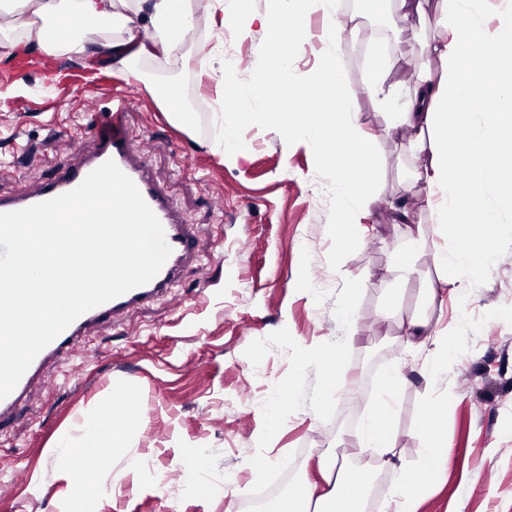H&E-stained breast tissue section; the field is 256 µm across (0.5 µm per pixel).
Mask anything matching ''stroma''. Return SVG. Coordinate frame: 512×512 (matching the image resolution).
<instances>
[{
  "label": "stroma",
  "instance_id": "stroma-1",
  "mask_svg": "<svg viewBox=\"0 0 512 512\" xmlns=\"http://www.w3.org/2000/svg\"><path fill=\"white\" fill-rule=\"evenodd\" d=\"M452 7V0H431L430 24L398 20L406 46L403 75L428 63L433 21ZM210 33L209 15L197 12L180 64L158 71L162 85L192 91L199 110L191 125L175 124L143 91L129 98L126 114L130 135L149 143L151 177L183 222L195 225L203 262L182 269L171 297L130 320L93 329L88 343L98 351L94 363L67 389L34 391L0 425V471L19 468L31 477L29 485L0 497V512H73L76 492L67 479L41 483L37 477L57 440L121 388L139 399L141 429L119 437L112 463L98 472L105 490L99 512H255L254 498L266 481L292 470L312 474L313 454L352 447L345 433L347 401L369 409L374 390L394 367L409 378L395 420L397 451L410 467L425 446L430 405L420 375L424 358L404 348L387 310L396 300L407 312L424 306L421 290L437 277L434 250L454 247L455 238L433 224L427 187L404 180L415 160L406 150L409 135L392 129L391 117L368 93L372 75L363 42H342L341 56L363 122L380 133L374 148L385 166L376 175L378 201L345 239L336 233L332 173L280 127L254 121L237 132L244 150L213 153L219 61L246 55L236 79L250 86L263 63L264 35L241 40L237 23L228 22L218 59L197 50ZM88 65L55 59V67L80 79L57 83L48 97L34 92L48 68L38 64L14 75L13 84L30 92L0 110L1 196L20 194L74 160L101 119L99 111H86V102L109 106L111 91L124 89L125 78L116 75L82 81ZM399 199L426 238L404 284L395 248L405 226L392 221ZM493 248L492 265L478 272L467 299L443 296L440 328L454 351L445 430L452 460L446 475H428L415 491L417 512H512V231L500 230ZM310 283L323 288L321 298L306 292ZM346 296L357 308L356 336L336 363L350 394L314 417L310 408L322 395L324 373L313 353L335 334L337 305ZM270 398L283 400L286 411L271 431L262 413ZM200 448L211 487L195 493L191 465ZM159 472L168 480L157 489Z\"/></svg>",
  "mask_w": 512,
  "mask_h": 512
}]
</instances>
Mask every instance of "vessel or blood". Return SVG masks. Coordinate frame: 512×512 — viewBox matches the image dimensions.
<instances>
[{
  "label": "vessel or blood",
  "instance_id": "vessel-or-blood-1",
  "mask_svg": "<svg viewBox=\"0 0 512 512\" xmlns=\"http://www.w3.org/2000/svg\"><path fill=\"white\" fill-rule=\"evenodd\" d=\"M146 142L134 141L126 131L123 97L116 96L100 127L89 138L86 151L66 169L41 179L32 192L14 198L0 197V212L20 210L73 190L107 160H114L135 183L142 197L160 220L171 253L159 273L147 284L95 307L69 325L33 360L14 390L0 400V421L8 418L38 387L58 386V377L48 372L59 361L87 365L94 359L85 337L90 329L112 322L150 304L165 292L180 269L197 258L194 225L182 223L166 193L146 175L142 159Z\"/></svg>",
  "mask_w": 512,
  "mask_h": 512
}]
</instances>
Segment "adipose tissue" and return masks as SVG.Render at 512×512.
Here are the masks:
<instances>
[{"label":"adipose tissue","mask_w":512,"mask_h":512,"mask_svg":"<svg viewBox=\"0 0 512 512\" xmlns=\"http://www.w3.org/2000/svg\"><path fill=\"white\" fill-rule=\"evenodd\" d=\"M215 42L210 53L224 55V13L241 20V36L252 29L265 34L263 52L268 69L257 71L249 88L230 80L233 62H227L221 123L228 132L252 122L256 104L272 98L287 102L284 112L261 114L282 126L286 135L300 139L319 163L335 174L332 190L340 205L336 232L348 236L354 224L366 218L377 192L376 172L382 158L373 149L375 136L367 131L355 108L338 52L339 40L355 37L353 19L339 15L337 0H273L264 12L254 11L252 0H208ZM193 0H0V52L34 46L47 58L69 55L107 59V74L133 78L140 89L157 96L180 123L191 121L176 88L158 90L154 64L169 63L183 55L185 35L195 24ZM320 15L319 64L305 76L296 74L298 46L307 38V21ZM66 22L65 33L49 30ZM439 38L430 52L440 76L420 70L412 82L396 79L394 70L403 58V44L394 41L392 56L374 67L375 82L369 93L398 114L399 126L414 138L416 151L430 160L417 167L413 178L430 190L436 223L452 225L460 244L434 254L437 268L453 271L454 280H440L430 288V298L451 287L468 293L479 265L494 258L493 231L512 220V0H459L448 16L438 20ZM491 101L492 111L470 107L473 93ZM318 109L306 111L305 102ZM356 309L344 300L338 323L344 332L329 341L316 361L326 384L325 398H335L336 356L348 347ZM398 326L408 345L427 349L423 378L434 388L448 375L449 351L439 339L433 313L402 316ZM408 381L400 370H390L378 386L373 403L351 435L360 450H372L385 465H392L396 434L390 428L397 412V394ZM432 428L416 469H402L380 512H416L409 500L420 487L423 474L447 472L450 450L441 428L446 423V397L430 396ZM136 401L126 390H114L76 433L65 436L50 455L49 473L69 479L77 490L81 512H98V494L92 493L95 473L77 472L66 461L75 454L95 456L107 467L115 454V435L138 431ZM367 479L356 464L339 462L324 451L317 455L315 474L304 477L268 512H364Z\"/></svg>","instance_id":"ef3b65f1"}]
</instances>
